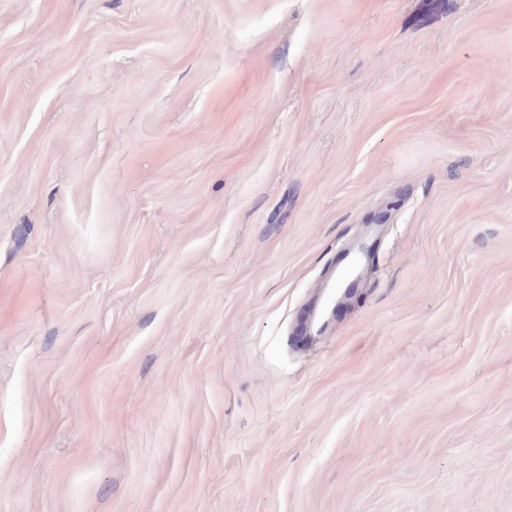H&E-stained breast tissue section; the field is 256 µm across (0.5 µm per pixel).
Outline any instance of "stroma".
Instances as JSON below:
<instances>
[{"label": "stroma", "mask_w": 512, "mask_h": 512, "mask_svg": "<svg viewBox=\"0 0 512 512\" xmlns=\"http://www.w3.org/2000/svg\"><path fill=\"white\" fill-rule=\"evenodd\" d=\"M510 69L512 0H0V512H512Z\"/></svg>", "instance_id": "stroma-1"}]
</instances>
